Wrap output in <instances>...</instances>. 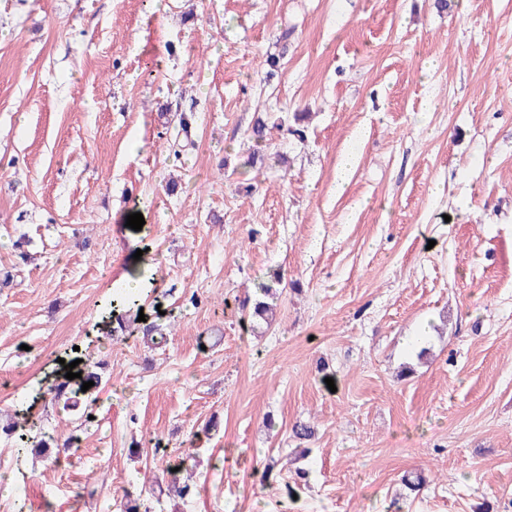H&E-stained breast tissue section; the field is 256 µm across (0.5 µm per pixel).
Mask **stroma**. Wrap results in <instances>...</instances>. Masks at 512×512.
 <instances>
[{
	"label": "stroma",
	"mask_w": 512,
	"mask_h": 512,
	"mask_svg": "<svg viewBox=\"0 0 512 512\" xmlns=\"http://www.w3.org/2000/svg\"><path fill=\"white\" fill-rule=\"evenodd\" d=\"M264 112L305 138L255 142ZM78 359L106 365L96 422L47 458L0 435V512H282L299 421L292 512H512V0H0V414L68 435L46 389ZM195 466L196 465H192L189 469L184 468V471H186L187 475L185 478H183V481H181V478L179 477L181 470L170 472L172 477L167 485V492L169 496L172 495L173 497H178L179 499L185 500L195 494L197 490L196 485L189 483L193 476V467Z\"/></svg>",
	"instance_id": "obj_1"
}]
</instances>
